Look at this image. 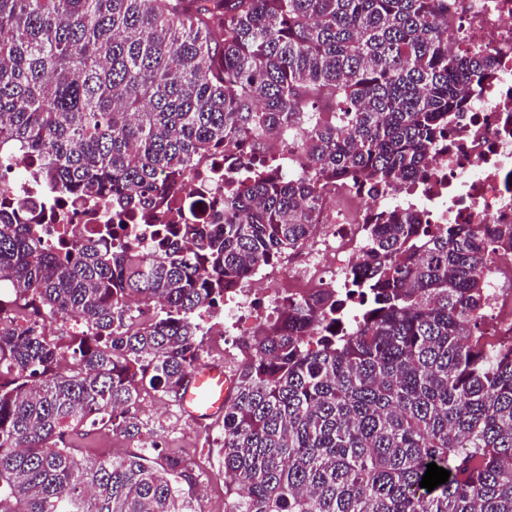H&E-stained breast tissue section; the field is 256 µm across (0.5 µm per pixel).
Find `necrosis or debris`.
Returning a JSON list of instances; mask_svg holds the SVG:
<instances>
[{"label":"necrosis or debris","mask_w":512,"mask_h":512,"mask_svg":"<svg viewBox=\"0 0 512 512\" xmlns=\"http://www.w3.org/2000/svg\"><path fill=\"white\" fill-rule=\"evenodd\" d=\"M448 24L455 35L450 51L475 48L492 58L493 75L470 96L469 107L453 114L448 135L435 146L423 176L399 186L370 190L336 178L323 192L314 233L276 262L258 265L224 291V371L235 375L245 359L238 342L257 324L277 316L291 297L316 298L330 292L339 300L343 333L357 326L347 304L349 281L361 268L368 225L380 215L416 209L429 224H512V0H448ZM302 133L267 132L233 147L209 152L204 166L170 174L150 206L132 209L123 199L103 202L69 196L44 182L34 158L15 159L0 151V206H17L42 220L48 244L60 237L91 238L101 225L113 227L114 240L155 248L153 228L169 223L175 204L190 200L201 221H211L224 205L225 167L246 174L263 163L281 180L306 174ZM488 307L495 336L512 345V259L499 260L489 281Z\"/></svg>","instance_id":"obj_1"}]
</instances>
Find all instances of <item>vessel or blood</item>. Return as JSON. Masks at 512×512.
Listing matches in <instances>:
<instances>
[{
  "mask_svg": "<svg viewBox=\"0 0 512 512\" xmlns=\"http://www.w3.org/2000/svg\"><path fill=\"white\" fill-rule=\"evenodd\" d=\"M233 388V380L225 375L222 367L202 362L191 373L179 404L196 423L216 421L222 419L224 403Z\"/></svg>",
  "mask_w": 512,
  "mask_h": 512,
  "instance_id": "1",
  "label": "vessel or blood"
}]
</instances>
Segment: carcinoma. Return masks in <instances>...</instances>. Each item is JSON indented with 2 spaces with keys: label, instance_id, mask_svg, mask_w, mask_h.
I'll return each instance as SVG.
<instances>
[{
  "label": "carcinoma",
  "instance_id": "cac0c4a2",
  "mask_svg": "<svg viewBox=\"0 0 512 512\" xmlns=\"http://www.w3.org/2000/svg\"><path fill=\"white\" fill-rule=\"evenodd\" d=\"M492 75L448 51V0H0V142L46 182L148 204L166 172L269 129L306 132L312 174L258 168L224 188V223L183 221L157 252L58 250L0 209V512H196L180 455L85 457L69 432L134 436L149 390L177 399L197 321L224 286L295 250L338 177L422 174L452 112ZM350 336L331 293L286 300L253 333L224 404V512H512V347L486 327L512 224L367 231ZM86 327L64 343L43 313ZM451 472L429 491L427 464Z\"/></svg>",
  "mask_w": 512,
  "mask_h": 512
}]
</instances>
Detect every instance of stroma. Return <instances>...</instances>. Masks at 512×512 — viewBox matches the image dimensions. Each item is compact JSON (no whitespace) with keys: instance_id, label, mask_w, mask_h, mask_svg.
<instances>
[{"instance_id":"1","label":"stroma","mask_w":512,"mask_h":512,"mask_svg":"<svg viewBox=\"0 0 512 512\" xmlns=\"http://www.w3.org/2000/svg\"><path fill=\"white\" fill-rule=\"evenodd\" d=\"M179 408L173 399L148 393L136 406L143 423L140 435L129 437L104 427L88 435H75L74 441L83 455L94 457L124 455L147 448L149 440H157L163 451L182 453L193 466L198 484L207 485L206 494L198 499L202 512H224V469L215 448L222 424L216 421L200 425L184 415L172 419V412Z\"/></svg>"}]
</instances>
